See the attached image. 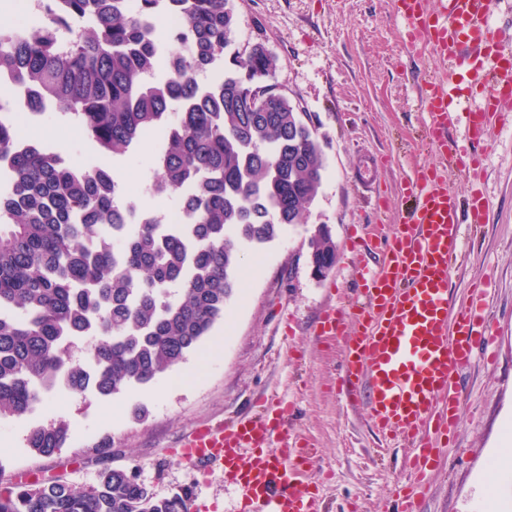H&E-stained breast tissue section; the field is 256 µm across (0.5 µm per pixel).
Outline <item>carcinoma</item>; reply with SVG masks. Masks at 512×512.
I'll return each instance as SVG.
<instances>
[{
  "label": "carcinoma",
  "mask_w": 512,
  "mask_h": 512,
  "mask_svg": "<svg viewBox=\"0 0 512 512\" xmlns=\"http://www.w3.org/2000/svg\"><path fill=\"white\" fill-rule=\"evenodd\" d=\"M173 17L164 39L159 23ZM235 25L233 0H48L34 29L0 26V70L39 89L31 117L54 104L104 156L162 131L147 193L189 219L169 233L155 217L126 223L108 165L69 162L35 139L22 149L0 116V419L26 418L62 368L71 395L152 383L224 318L240 250L309 223L326 167L315 128L288 110L278 59L261 43L235 47ZM226 57L231 67L202 82ZM68 438L56 422L25 442L51 456ZM0 512H191V497L158 498L136 468L105 467L89 488H0Z\"/></svg>",
  "instance_id": "carcinoma-1"
}]
</instances>
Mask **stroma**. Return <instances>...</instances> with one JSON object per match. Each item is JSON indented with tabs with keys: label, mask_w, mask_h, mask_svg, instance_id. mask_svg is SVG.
<instances>
[{
	"label": "stroma",
	"mask_w": 512,
	"mask_h": 512,
	"mask_svg": "<svg viewBox=\"0 0 512 512\" xmlns=\"http://www.w3.org/2000/svg\"><path fill=\"white\" fill-rule=\"evenodd\" d=\"M234 40L263 42L277 57V82L307 112L326 159L307 224L285 227L259 251H245L238 288L199 351L152 384L103 398L93 393L48 397L36 417L0 420V487L19 481L63 479L96 484L104 466H137L159 498L192 492V512H240L237 490L219 468L202 470L175 449L199 425L225 424L253 414L261 399L283 398L291 428L314 445L308 483L322 512H397L395 485L408 479L407 448L387 445L362 404L347 401L338 378L343 338L315 329L328 306L356 307L354 279L363 252L349 248L353 231L392 232L405 224L414 200L405 190L415 170L437 166L421 107L427 80L441 72L432 52L411 44L395 0H234ZM65 115L47 113L35 125L42 143L88 165L107 161L121 181L146 177L159 141L145 135L135 151L101 157L84 135L58 141ZM449 140L470 145L480 162L452 173L448 186L468 201L480 191L489 201L486 224L465 225L462 252L448 288L454 303L482 285L495 359L476 360L459 382L467 401L454 434L440 442L419 512H512V103L503 106L482 142L468 138L459 120ZM328 225L339 258L323 278L308 263L314 225ZM147 411L144 420L134 407ZM65 422L70 439L49 457L25 446L30 426ZM112 453L95 450L103 439Z\"/></svg>",
	"instance_id": "stroma-1"
}]
</instances>
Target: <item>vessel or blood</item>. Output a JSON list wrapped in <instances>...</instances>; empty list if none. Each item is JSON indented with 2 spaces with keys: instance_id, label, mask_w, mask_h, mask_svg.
Segmentation results:
<instances>
[{
  "instance_id": "obj_1",
  "label": "vessel or blood",
  "mask_w": 512,
  "mask_h": 512,
  "mask_svg": "<svg viewBox=\"0 0 512 512\" xmlns=\"http://www.w3.org/2000/svg\"><path fill=\"white\" fill-rule=\"evenodd\" d=\"M397 3L413 25V40L431 42L448 67L421 98L429 117L428 142L440 164L408 179L411 221L392 235L382 260L361 265L362 306L351 314L324 309L317 333L344 337L343 385L352 399L364 400L367 417L382 436L399 435L411 447L406 467L419 481L434 460L437 439L457 426L465 395L456 376L471 366L475 349L490 340L481 301L457 307L448 290L463 224L486 223L490 209L480 195L461 204L448 187V173L464 172L475 162L472 153L447 137L456 118L457 64L476 55L489 65L483 103L468 115L471 136L478 139L501 103L512 101V50L491 41L493 0H438L433 11L427 10V0ZM464 206L469 209L465 220L460 217ZM176 453L191 464H219L246 512H320L319 499L305 481L316 451L292 431L283 402L224 426L197 428Z\"/></svg>"
}]
</instances>
